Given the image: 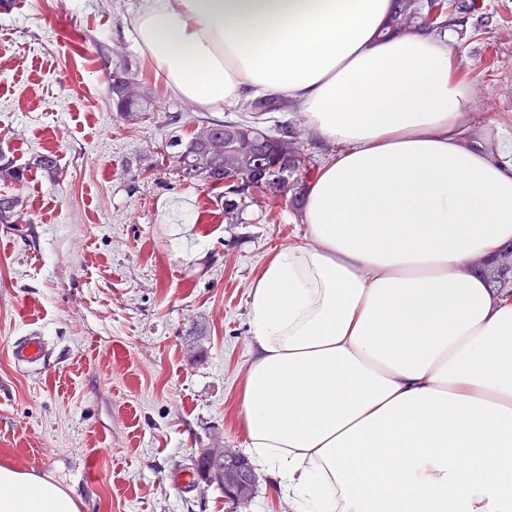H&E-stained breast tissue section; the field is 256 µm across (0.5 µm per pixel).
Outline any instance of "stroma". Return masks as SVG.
<instances>
[{
    "mask_svg": "<svg viewBox=\"0 0 512 512\" xmlns=\"http://www.w3.org/2000/svg\"><path fill=\"white\" fill-rule=\"evenodd\" d=\"M459 44L474 92L473 141L512 130V0H481ZM136 0H16L0 10V148L18 164L57 151L60 174L28 172L31 221L0 227V466L54 476L78 512H231L217 486L185 481L204 448L245 449L238 393L252 358L249 290L282 246L305 243L290 196L253 190L238 221L221 191L179 182L167 141L239 110L186 111L135 47ZM136 62L153 112H115L109 75ZM180 121H173V114ZM291 121L315 181L331 149ZM49 345L16 368L13 341ZM95 460V477L85 466Z\"/></svg>",
    "mask_w": 512,
    "mask_h": 512,
    "instance_id": "stroma-1",
    "label": "stroma"
}]
</instances>
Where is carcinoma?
Wrapping results in <instances>:
<instances>
[{"mask_svg":"<svg viewBox=\"0 0 512 512\" xmlns=\"http://www.w3.org/2000/svg\"><path fill=\"white\" fill-rule=\"evenodd\" d=\"M387 30L409 34L440 33L461 26L477 10L476 0H394ZM137 69L124 63L114 73L110 91L115 111L134 121L150 111L148 100L137 94L134 85ZM256 113L254 121L202 120L188 140L169 142L170 167L176 177L200 187H224V218L234 214L237 197L251 189L272 196L293 192L292 203L299 206L304 198V179L311 164L304 152L300 135L288 124L272 135L263 127L261 117L283 109L270 101L248 105ZM36 169L48 177L60 170L56 152L46 150L32 162L21 166L0 150V180L22 184L26 173ZM22 211L21 197L0 194V224H30ZM489 284L501 292L512 293V246L502 249L481 268Z\"/></svg>","mask_w":512,"mask_h":512,"instance_id":"obj_1","label":"carcinoma"}]
</instances>
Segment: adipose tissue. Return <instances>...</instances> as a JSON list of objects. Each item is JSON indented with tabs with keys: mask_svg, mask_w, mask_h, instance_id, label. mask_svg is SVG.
<instances>
[{
	"mask_svg": "<svg viewBox=\"0 0 512 512\" xmlns=\"http://www.w3.org/2000/svg\"><path fill=\"white\" fill-rule=\"evenodd\" d=\"M391 0H139L134 43L218 111L295 103L335 146L249 294L238 415L292 512H512V297L474 265L512 242V163L466 144L453 47L379 38ZM0 512H76L0 466Z\"/></svg>",
	"mask_w": 512,
	"mask_h": 512,
	"instance_id": "adipose-tissue-1",
	"label": "adipose tissue"
}]
</instances>
